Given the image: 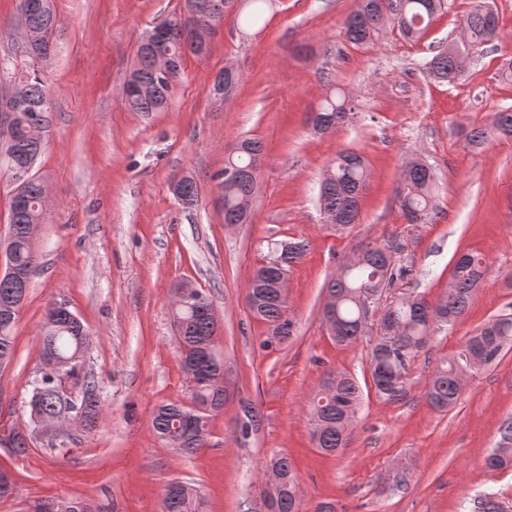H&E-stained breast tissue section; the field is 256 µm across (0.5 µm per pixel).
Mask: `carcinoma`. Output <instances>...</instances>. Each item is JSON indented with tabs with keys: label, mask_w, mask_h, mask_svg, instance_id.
<instances>
[{
	"label": "carcinoma",
	"mask_w": 512,
	"mask_h": 512,
	"mask_svg": "<svg viewBox=\"0 0 512 512\" xmlns=\"http://www.w3.org/2000/svg\"><path fill=\"white\" fill-rule=\"evenodd\" d=\"M44 6L35 10L28 20L29 43L27 56L31 61L45 60L51 54V35L57 22L53 0H43ZM194 20L204 25L224 22L229 0H187ZM442 0H357V6L345 19L343 34L353 45L372 43L385 26L393 20L408 38H417L428 26L433 15L441 9ZM498 17L489 9H476L466 16L465 31L472 49H477L498 37ZM169 52L179 59L191 53L199 56V48L183 39L181 29L171 25L167 38L152 48H137L135 64L125 84V101L133 112H162L169 106L173 86L181 77L182 67L175 68L166 79L157 76L154 52ZM464 54L451 47L436 54L431 62L434 75L450 83L459 76ZM25 102L17 111L13 137L17 155L15 164L25 166L37 160L43 146L48 112L52 108L50 90L45 82L34 76L21 82ZM352 107L349 97L340 94L326 96L319 108L308 115V123L317 132H327L349 120ZM512 138V110L506 108L495 114L490 126H472L466 133L468 144L481 147L490 137ZM262 145L254 139H244L228 154L224 171L216 174L224 198V223L244 224L248 221L259 183ZM404 193L401 210L407 223L426 222L434 207L437 183L431 166L421 160L412 161L404 170ZM172 183L173 195L185 206L198 199L196 180L176 174ZM369 186V173L364 158L342 151L327 167L319 192V204L326 226L344 231L358 222L360 201ZM25 200L11 203L10 224L16 241L13 260L17 268L32 272L35 258L28 236L29 225L45 220L41 196L43 184L32 178L22 184ZM307 250L304 240L291 238L273 243L265 263L255 268L247 288L246 300L250 311L272 327L267 346L280 345L293 335V321L286 315V301L276 284L287 276L293 264ZM403 245H368L363 256L342 265L328 283V331L340 346H351L365 336L372 337L368 357L372 388L376 397L386 403L404 401L411 389V372L415 358L437 330L460 318L466 311L475 288L488 272V263L477 252H465L456 261L448 293L432 303L420 294L399 297L379 307L382 294L397 278L407 276L411 269L398 257ZM26 294L24 282L0 279V366L14 353L15 322L6 315L5 307ZM381 308L376 322H371L367 309ZM212 303L207 296L177 310L184 324V335L175 337L179 355L189 359L194 379L189 386V399L203 406L193 425L187 426L183 413L187 406L170 402L157 406L152 412V426L162 441L178 438V452L190 455L208 444L211 413L227 404L212 384L220 364L224 362L216 345L218 325L209 315ZM54 307L48 306L41 331L43 362L58 367L54 375L34 373L30 381L29 414L57 416L69 412L83 417L92 425L99 416L103 401L94 373L87 366V328L83 321L53 320ZM512 349V313L488 321L466 343L464 349L431 373L425 390L428 404L438 411L454 408L462 391L463 375L480 371L495 364ZM361 398L357 381L349 374L329 375L309 401L312 440L317 450L336 455L347 448ZM494 470L512 469V423L500 429V438L487 458ZM284 480L267 494V512H301L299 483L293 462L282 456L273 462ZM205 503L199 492L182 482L171 483L165 492L163 512H204Z\"/></svg>",
	"instance_id": "obj_1"
}]
</instances>
